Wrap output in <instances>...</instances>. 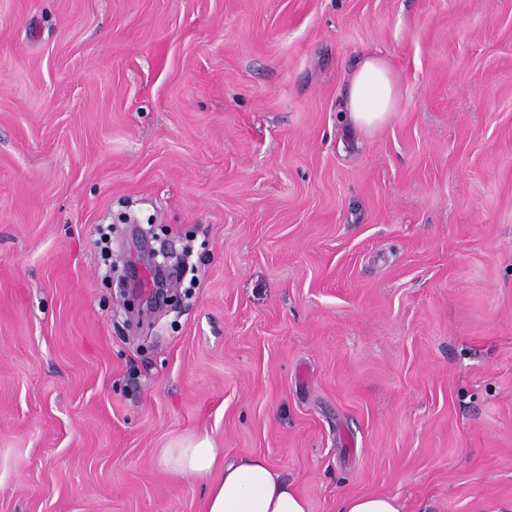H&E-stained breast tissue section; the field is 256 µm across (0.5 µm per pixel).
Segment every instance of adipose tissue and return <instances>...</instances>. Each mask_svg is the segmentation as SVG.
<instances>
[{"instance_id": "obj_1", "label": "adipose tissue", "mask_w": 512, "mask_h": 512, "mask_svg": "<svg viewBox=\"0 0 512 512\" xmlns=\"http://www.w3.org/2000/svg\"><path fill=\"white\" fill-rule=\"evenodd\" d=\"M397 97L387 59L363 56L347 85L344 118L358 129H375L394 111ZM223 456V449L204 434L176 441L164 459L179 473L206 480V512H308L306 500L286 474L264 458L250 456L227 463Z\"/></svg>"}]
</instances>
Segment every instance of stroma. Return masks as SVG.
Segmentation results:
<instances>
[{
  "label": "stroma",
  "instance_id": "obj_1",
  "mask_svg": "<svg viewBox=\"0 0 512 512\" xmlns=\"http://www.w3.org/2000/svg\"><path fill=\"white\" fill-rule=\"evenodd\" d=\"M386 57L400 95L349 128ZM112 251L191 247L128 324ZM512 512V0H0V512ZM398 87L392 68L381 55H365L352 73L342 110L344 119L360 130L383 125L394 112ZM223 456V448L204 434L176 441L164 459L185 476L207 480L206 512H309L286 474L263 457L224 462L212 478ZM340 512H402V505L396 497L362 495L345 499Z\"/></svg>",
  "mask_w": 512,
  "mask_h": 512
}]
</instances>
